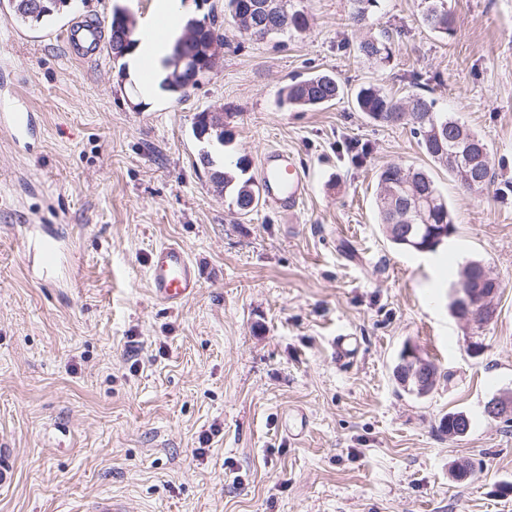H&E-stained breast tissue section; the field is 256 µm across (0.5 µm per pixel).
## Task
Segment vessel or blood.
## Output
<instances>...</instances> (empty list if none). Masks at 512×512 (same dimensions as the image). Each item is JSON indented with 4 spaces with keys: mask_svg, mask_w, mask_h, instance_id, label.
<instances>
[{
    "mask_svg": "<svg viewBox=\"0 0 512 512\" xmlns=\"http://www.w3.org/2000/svg\"><path fill=\"white\" fill-rule=\"evenodd\" d=\"M64 40L74 60H93L103 48V27L97 21H80L67 29ZM33 123V113L19 107L0 114V128L17 139L25 138ZM259 176L264 204L276 212L294 214L309 193V180L303 167L286 149L269 148L260 159ZM60 239V234L51 226L27 225L25 240L29 264L40 279H50L55 271L54 244ZM148 280L153 299L176 308L196 294L199 268L182 246L163 243L151 255Z\"/></svg>",
    "mask_w": 512,
    "mask_h": 512,
    "instance_id": "1",
    "label": "vessel or blood"
}]
</instances>
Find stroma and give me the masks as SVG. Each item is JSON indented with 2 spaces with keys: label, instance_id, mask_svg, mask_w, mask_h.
<instances>
[{
  "label": "stroma",
  "instance_id": "35a3bbf8",
  "mask_svg": "<svg viewBox=\"0 0 512 512\" xmlns=\"http://www.w3.org/2000/svg\"><path fill=\"white\" fill-rule=\"evenodd\" d=\"M292 3L307 31L255 41L225 20L187 97L145 100L111 49L74 61L63 32L117 7L144 24L155 0H72L32 29L0 0V100L39 121L27 148L0 129V512H80L104 494L129 512H512V421L484 411L512 393V0H447L448 38L419 23V0H380L359 26L350 0ZM383 29L390 61L360 55ZM311 72L427 95L484 140L493 182L460 189L409 129L350 99L280 105ZM208 108L247 176L268 147L295 153L310 191L294 217L240 214L217 190L193 135ZM393 163L429 170L449 204L456 232L436 252L383 231L378 175ZM28 224L58 225L75 280L30 274ZM164 242L201 274L173 311L147 282ZM474 259L501 283L484 325L451 312ZM340 334L359 342L345 363ZM407 346L436 368L427 395L395 379ZM451 412L467 434L441 432Z\"/></svg>",
  "mask_w": 512,
  "mask_h": 512
}]
</instances>
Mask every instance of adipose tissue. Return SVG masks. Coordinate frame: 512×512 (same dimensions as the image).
Returning <instances> with one entry per match:
<instances>
[{"label":"adipose tissue","instance_id":"ef3b65f1","mask_svg":"<svg viewBox=\"0 0 512 512\" xmlns=\"http://www.w3.org/2000/svg\"><path fill=\"white\" fill-rule=\"evenodd\" d=\"M156 13L167 20L164 36L154 37L151 24H144L137 35L134 50L127 57L131 71L146 70L151 74L150 81L142 86L143 96L147 99L154 97L161 89V82L167 70L165 60L184 22L177 0H157Z\"/></svg>","mask_w":512,"mask_h":512}]
</instances>
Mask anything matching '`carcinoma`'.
<instances>
[{"instance_id":"cac0c4a2","label":"carcinoma","mask_w":512,"mask_h":512,"mask_svg":"<svg viewBox=\"0 0 512 512\" xmlns=\"http://www.w3.org/2000/svg\"><path fill=\"white\" fill-rule=\"evenodd\" d=\"M30 0H11L16 16L32 26L41 25L50 20L67 5L68 0H55V5L46 12L35 13L29 8ZM350 19L355 25L365 22L375 9L379 0H350ZM241 33L250 40H264L285 33H301L309 28L307 16L295 8L291 0H226ZM421 24L430 31L443 37L455 33V19L447 7V0H420ZM223 22L218 15L210 12L201 26L189 21L186 33H196L205 41L224 45ZM393 35L382 30L358 46L361 55L387 62L392 56ZM214 63L188 74L173 67L166 78L167 89L177 98L187 96L188 90L197 86L199 79L212 70ZM347 89L336 76L316 73L301 80L293 81L281 90L282 102L296 108H312L326 105L343 97ZM355 108L365 113L375 122L391 126H407L417 136L424 154L434 163L448 169L455 179L462 177V171L451 159L453 144L448 142L449 135L477 143L483 140L467 131L456 119L446 113L435 111L434 101L423 94H413L407 102L400 103L384 93L379 87L362 85L353 92ZM203 142L209 149L202 151L201 162L214 168L212 177L221 187L234 186L235 205L243 213H249L258 207L259 186L252 178H243L233 183V178L216 168L219 159L224 156V140L207 135ZM379 194L377 208L380 223L383 224L389 240L396 246L414 252H434L439 247L441 237L453 235L456 227L448 202L438 189L433 177L423 168H410L401 163L387 166L379 175ZM413 225L410 236H404L402 225ZM464 413L450 412L440 422V430L450 436L460 431L469 420L463 419Z\"/></svg>"}]
</instances>
